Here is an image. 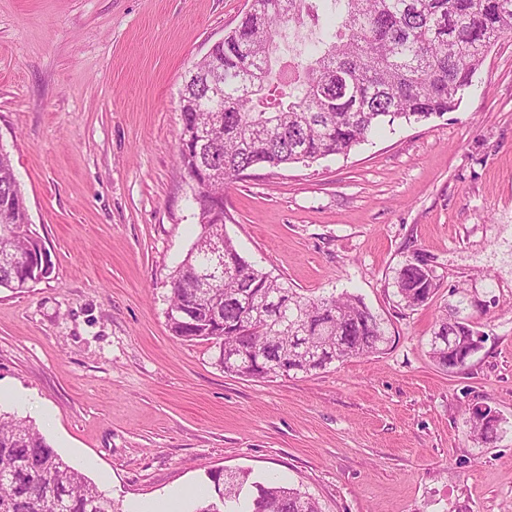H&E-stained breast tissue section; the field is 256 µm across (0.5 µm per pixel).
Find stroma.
<instances>
[{"label": "stroma", "instance_id": "stroma-1", "mask_svg": "<svg viewBox=\"0 0 512 512\" xmlns=\"http://www.w3.org/2000/svg\"><path fill=\"white\" fill-rule=\"evenodd\" d=\"M247 0H0V146L52 274L0 288V411L107 480L115 512L208 471L277 479L322 512H512V35L454 112L348 156L256 169L225 233L306 296H359L390 342L312 374H225L172 335L168 279L198 232L177 162L179 91ZM437 283L407 307L399 270ZM465 304L486 340L449 373L428 355ZM505 420L496 442L472 409ZM471 417L474 419H478L482 421L483 423H486L488 421H491L495 425H499L502 422V417L500 415L492 410L490 407H478L475 410L472 411ZM495 425L486 423L485 426H483L480 422H475L470 427V432L477 438H482L485 434L491 432L495 427Z\"/></svg>", "mask_w": 512, "mask_h": 512}]
</instances>
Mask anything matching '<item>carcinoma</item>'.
I'll use <instances>...</instances> for the list:
<instances>
[{
    "mask_svg": "<svg viewBox=\"0 0 512 512\" xmlns=\"http://www.w3.org/2000/svg\"><path fill=\"white\" fill-rule=\"evenodd\" d=\"M315 28L305 60L288 65V91L267 84L276 38L289 26ZM512 34V0H254L237 27L189 71L179 91L182 130L177 159L190 179L200 232L170 275L172 335L209 342L223 365L217 337L238 358L224 372L250 379L325 370L333 360L381 351L383 322L360 298H312L244 259L224 233L225 188L256 167L279 168L346 156L382 127L419 123L453 112L491 48ZM215 79L221 94L206 93ZM224 108L222 116L217 110ZM11 159L0 148V226L28 223ZM223 238L224 249L212 251ZM30 236L0 233V288L39 281L23 258ZM433 272L403 267L397 295L420 306L434 295ZM281 299L296 318L290 328L261 312L263 297ZM456 306L430 341V357L453 371L477 333ZM316 336L313 361L303 343ZM0 512H52L50 493L67 495L63 512H113L112 499L63 461L25 420L0 413ZM213 495L195 512H321L297 488L278 482H232L208 472Z\"/></svg>",
    "mask_w": 512,
    "mask_h": 512,
    "instance_id": "carcinoma-1",
    "label": "carcinoma"
}]
</instances>
